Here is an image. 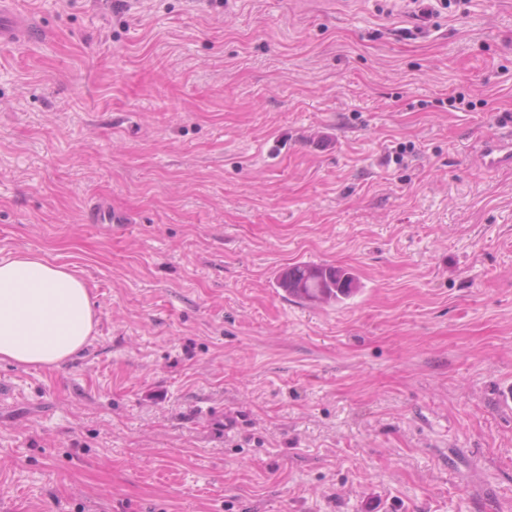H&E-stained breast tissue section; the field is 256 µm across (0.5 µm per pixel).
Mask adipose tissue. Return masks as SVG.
I'll use <instances>...</instances> for the list:
<instances>
[{
    "label": "adipose tissue",
    "instance_id": "1",
    "mask_svg": "<svg viewBox=\"0 0 512 512\" xmlns=\"http://www.w3.org/2000/svg\"><path fill=\"white\" fill-rule=\"evenodd\" d=\"M95 316L68 266L29 250L0 256V362L59 366L88 344Z\"/></svg>",
    "mask_w": 512,
    "mask_h": 512
}]
</instances>
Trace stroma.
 I'll list each match as a JSON object with an SVG mask.
<instances>
[{"label": "stroma", "mask_w": 512, "mask_h": 512, "mask_svg": "<svg viewBox=\"0 0 512 512\" xmlns=\"http://www.w3.org/2000/svg\"><path fill=\"white\" fill-rule=\"evenodd\" d=\"M427 3L20 0L0 256L98 324L0 363V512H512V0ZM476 156L480 165L487 171L512 164L511 138L486 139L476 147ZM278 287L288 296L304 303H339L359 290L358 281L351 272L311 263H297L283 271L278 279Z\"/></svg>", "instance_id": "35a3bbf8"}]
</instances>
